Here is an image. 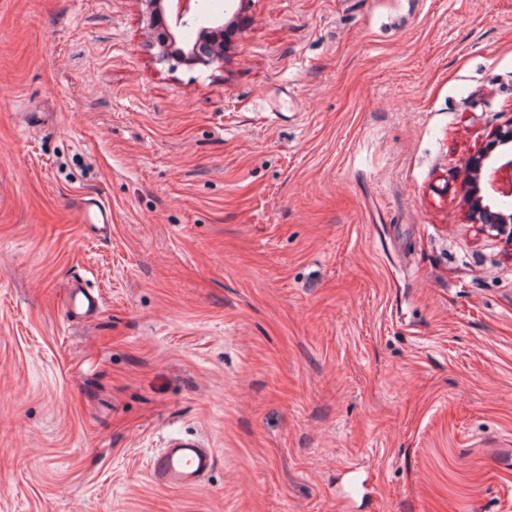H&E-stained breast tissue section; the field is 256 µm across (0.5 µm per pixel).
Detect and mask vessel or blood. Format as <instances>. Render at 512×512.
Listing matches in <instances>:
<instances>
[{"label":"vessel or blood","mask_w":512,"mask_h":512,"mask_svg":"<svg viewBox=\"0 0 512 512\" xmlns=\"http://www.w3.org/2000/svg\"><path fill=\"white\" fill-rule=\"evenodd\" d=\"M84 220L95 226H109L112 210L104 202L92 200L85 207ZM213 464L211 449L200 447L195 442L176 440L153 458L150 477L156 485L164 488L190 489L203 481Z\"/></svg>","instance_id":"b4317fda"}]
</instances>
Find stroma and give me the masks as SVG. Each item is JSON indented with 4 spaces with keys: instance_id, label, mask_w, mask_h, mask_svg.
Here are the masks:
<instances>
[{
    "instance_id": "1",
    "label": "stroma",
    "mask_w": 512,
    "mask_h": 512,
    "mask_svg": "<svg viewBox=\"0 0 512 512\" xmlns=\"http://www.w3.org/2000/svg\"><path fill=\"white\" fill-rule=\"evenodd\" d=\"M204 7L220 67L140 0H0V512H512V252L462 184L512 0ZM175 438L199 487L150 478ZM210 29L206 31L210 35V48L206 51V53H202L197 47L194 50L187 52L182 51L180 53L173 54L172 51L166 49L165 43L163 42L161 45L162 50L159 55L160 59L176 60L178 63L187 66H210L215 63L222 64L224 61L223 24L216 28ZM84 224H92L94 226L102 225V229L112 224V210L104 202L100 200H92L84 210ZM213 464L214 454L210 448L175 440L153 458L150 477L160 487L190 489L203 481Z\"/></svg>"
}]
</instances>
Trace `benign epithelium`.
Instances as JSON below:
<instances>
[{
	"mask_svg": "<svg viewBox=\"0 0 512 512\" xmlns=\"http://www.w3.org/2000/svg\"><path fill=\"white\" fill-rule=\"evenodd\" d=\"M210 48L172 53L164 48L160 59L175 60L187 66H210L224 61L223 26L209 30ZM467 184V218L482 231H494L512 248V211H503L487 203L486 189L512 196V121L494 129L483 150L464 163Z\"/></svg>",
	"mask_w": 512,
	"mask_h": 512,
	"instance_id": "7a95c632",
	"label": "benign epithelium"
}]
</instances>
